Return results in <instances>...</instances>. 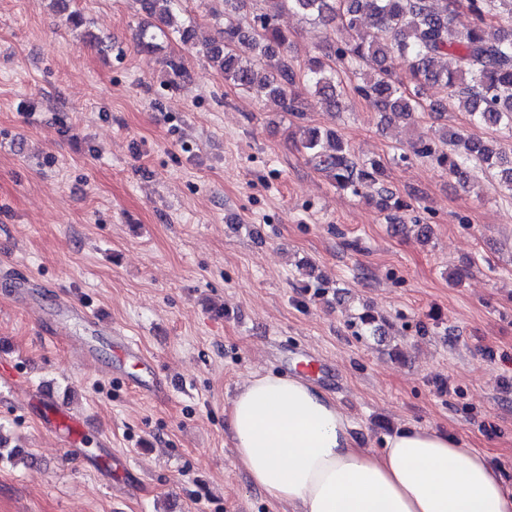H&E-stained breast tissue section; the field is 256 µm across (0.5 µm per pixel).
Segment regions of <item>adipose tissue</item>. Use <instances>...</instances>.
Masks as SVG:
<instances>
[{
    "mask_svg": "<svg viewBox=\"0 0 512 512\" xmlns=\"http://www.w3.org/2000/svg\"><path fill=\"white\" fill-rule=\"evenodd\" d=\"M236 461L290 512H512V478L447 433L411 426L358 447L329 394L300 374H255L227 411Z\"/></svg>",
    "mask_w": 512,
    "mask_h": 512,
    "instance_id": "obj_1",
    "label": "adipose tissue"
}]
</instances>
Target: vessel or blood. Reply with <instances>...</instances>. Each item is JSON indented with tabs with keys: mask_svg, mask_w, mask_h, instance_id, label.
I'll use <instances>...</instances> for the list:
<instances>
[{
	"mask_svg": "<svg viewBox=\"0 0 512 512\" xmlns=\"http://www.w3.org/2000/svg\"><path fill=\"white\" fill-rule=\"evenodd\" d=\"M112 358L114 377L125 380L139 390L156 393L176 389L182 384L179 376L163 372L157 364L143 356L134 341L118 331L113 334ZM35 400L44 408L43 426L51 432L73 439L99 429L94 419L73 414L64 408L52 391L36 392Z\"/></svg>",
	"mask_w": 512,
	"mask_h": 512,
	"instance_id": "vessel-or-blood-1",
	"label": "vessel or blood"
}]
</instances>
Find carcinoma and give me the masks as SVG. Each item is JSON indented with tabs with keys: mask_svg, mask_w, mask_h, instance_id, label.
<instances>
[{
	"mask_svg": "<svg viewBox=\"0 0 512 512\" xmlns=\"http://www.w3.org/2000/svg\"><path fill=\"white\" fill-rule=\"evenodd\" d=\"M148 21L138 34L141 47L158 48V40L179 37L197 55L213 64L224 80L244 92L278 101L282 112L303 116L307 93L342 107L344 78L357 81L356 90L388 120L415 122L424 109V87L440 84L456 96L473 128L512 133V0H466L473 24L460 31L456 0H258L260 7L244 12L247 0H224V27L218 41L197 44L194 30L180 19L179 0H138ZM288 10L338 22L348 34L342 46L328 54L346 64L345 76L320 57L309 60L299 73L288 52L290 35L277 23ZM250 42L256 59L236 53ZM408 66L409 83L391 70L393 58ZM304 92H299V87ZM300 146L314 167L336 187L360 196L381 210L409 211L412 205L382 184L385 165L378 159L361 161L334 131L299 128ZM411 154L436 163L462 182L480 169L512 192V156L498 151L494 141L464 130H445L435 138L410 143Z\"/></svg>",
	"mask_w": 512,
	"mask_h": 512,
	"instance_id": "carcinoma-1",
	"label": "carcinoma"
}]
</instances>
